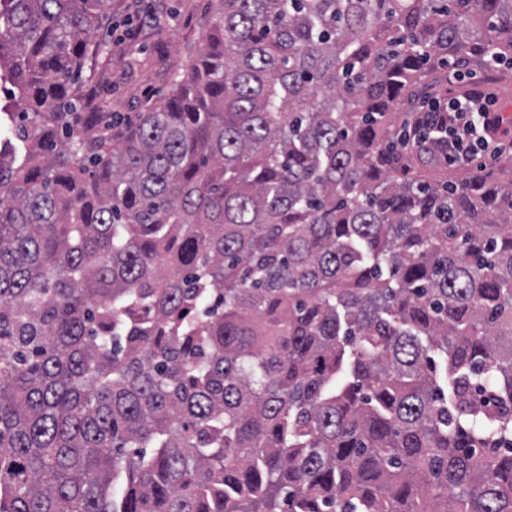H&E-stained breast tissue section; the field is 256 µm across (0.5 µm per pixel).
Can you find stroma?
Instances as JSON below:
<instances>
[{"label":"stroma","mask_w":512,"mask_h":512,"mask_svg":"<svg viewBox=\"0 0 512 512\" xmlns=\"http://www.w3.org/2000/svg\"><path fill=\"white\" fill-rule=\"evenodd\" d=\"M152 9L141 12L136 0H112L97 36L112 47V91L86 84L89 96H111L115 132L134 124L144 109L160 102L171 89L174 73L184 72L201 45L207 0H152ZM135 15L136 43L131 52L122 42L128 15Z\"/></svg>","instance_id":"1"}]
</instances>
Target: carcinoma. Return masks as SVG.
<instances>
[{"instance_id":"carcinoma-1","label":"carcinoma","mask_w":512,"mask_h":512,"mask_svg":"<svg viewBox=\"0 0 512 512\" xmlns=\"http://www.w3.org/2000/svg\"><path fill=\"white\" fill-rule=\"evenodd\" d=\"M110 0H0V512H512V157L393 145L512 0H209L112 141Z\"/></svg>"}]
</instances>
